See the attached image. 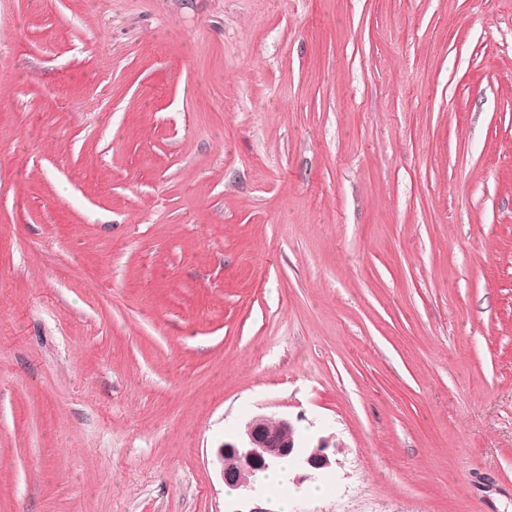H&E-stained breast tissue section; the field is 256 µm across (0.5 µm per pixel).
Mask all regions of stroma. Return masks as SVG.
Here are the masks:
<instances>
[{
	"instance_id": "obj_1",
	"label": "stroma",
	"mask_w": 512,
	"mask_h": 512,
	"mask_svg": "<svg viewBox=\"0 0 512 512\" xmlns=\"http://www.w3.org/2000/svg\"><path fill=\"white\" fill-rule=\"evenodd\" d=\"M512 512V0H0V512ZM295 426L287 417L276 420L255 416L245 423L239 437L225 441L217 453L224 484L237 492L236 502L244 509L230 512H273L259 496L258 477L282 458L295 456L309 471H324L332 466L328 453L337 448L328 438H319L317 444L304 448L297 446ZM288 481V462L282 464V468L269 473L266 485L270 493L279 499L283 512H288V498L282 495L283 488Z\"/></svg>"
}]
</instances>
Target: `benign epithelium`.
<instances>
[{
    "mask_svg": "<svg viewBox=\"0 0 512 512\" xmlns=\"http://www.w3.org/2000/svg\"><path fill=\"white\" fill-rule=\"evenodd\" d=\"M294 435L295 426L287 417L255 416L245 423L237 439L220 446L217 458L223 482L237 492V503L242 505L233 512H273L259 496V476L285 457H296L313 472L332 466L329 449L336 444L321 437L316 445L302 450Z\"/></svg>",
    "mask_w": 512,
    "mask_h": 512,
    "instance_id": "benign-epithelium-1",
    "label": "benign epithelium"
}]
</instances>
